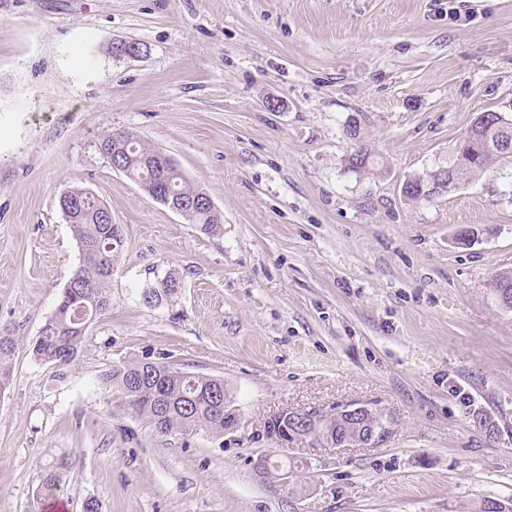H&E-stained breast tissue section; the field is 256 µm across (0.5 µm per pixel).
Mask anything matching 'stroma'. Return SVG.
Wrapping results in <instances>:
<instances>
[{
	"label": "stroma",
	"instance_id": "35a3bbf8",
	"mask_svg": "<svg viewBox=\"0 0 512 512\" xmlns=\"http://www.w3.org/2000/svg\"><path fill=\"white\" fill-rule=\"evenodd\" d=\"M143 52L115 55L113 42ZM512 115V0H0V512H458L512 500V158L426 203L403 184L451 157L481 112ZM360 122V139L344 133ZM129 131L224 216L153 201L100 141ZM377 166H345L355 145ZM123 227L111 304L75 361L29 346L80 264L60 196ZM480 240L464 247L460 229ZM176 272L175 301L142 300ZM149 358L223 379L235 431L161 436L101 386ZM366 403L375 446L274 448L267 418ZM482 409L491 438L474 426ZM264 455L296 466L260 476ZM18 348L17 339L8 331L0 332V394L6 391L12 381V361Z\"/></svg>",
	"mask_w": 512,
	"mask_h": 512
}]
</instances>
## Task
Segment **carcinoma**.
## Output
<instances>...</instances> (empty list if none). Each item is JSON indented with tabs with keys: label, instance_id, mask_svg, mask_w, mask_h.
Here are the masks:
<instances>
[{
	"label": "carcinoma",
	"instance_id": "obj_1",
	"mask_svg": "<svg viewBox=\"0 0 512 512\" xmlns=\"http://www.w3.org/2000/svg\"><path fill=\"white\" fill-rule=\"evenodd\" d=\"M471 124L456 148L454 156L446 164L448 176L456 184H465L472 176L485 172L497 163L512 157L511 153H501L489 146L487 141H471ZM120 143L125 149L118 156L123 161L128 177L139 182L148 190L164 191L161 177H166L176 191L179 200H190L204 192L199 186L187 182L178 169L163 173L158 168L161 151L148 147L131 133L122 137L120 132H110L103 136L100 150L112 158V145ZM427 177L415 178L413 183L402 186L403 196L414 202L430 201L433 196L427 193ZM64 196L77 200L74 211L64 213L67 221L73 224L79 250L92 257L90 265L78 273L79 282L72 288L63 289L61 299L54 314L43 326L39 336L30 345L33 357L45 363H69L78 355L83 342L79 334V323L75 318L88 313L94 319L110 305L108 293L112 279V268L120 257L125 239L112 236V227L104 223L101 202L88 189H73ZM187 220L197 225L201 232L213 234L221 230L224 220L217 219L207 209H194ZM176 273L170 272L145 289L143 296L157 305L177 295L171 285ZM18 348L17 339L7 331L0 332V393L6 391L12 381V361ZM173 368L163 362L133 361L112 366L102 377V385L124 411L144 420L155 432L166 435H192L206 432L224 434V403L212 399L211 391L217 388L219 379L190 374L172 377ZM358 425L336 424L331 430L328 421L317 420L311 435H329L326 445L334 446L344 434H357Z\"/></svg>",
	"mask_w": 512,
	"mask_h": 512
}]
</instances>
